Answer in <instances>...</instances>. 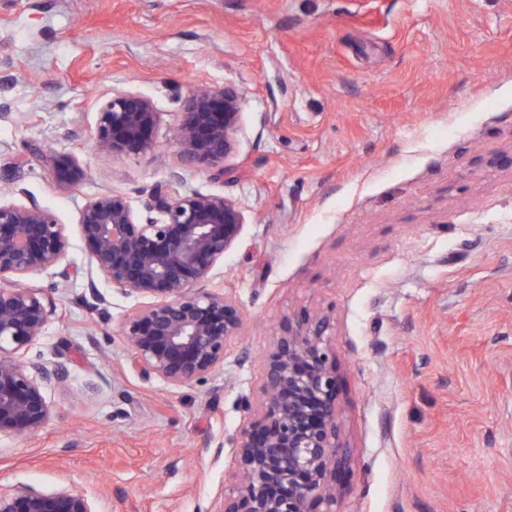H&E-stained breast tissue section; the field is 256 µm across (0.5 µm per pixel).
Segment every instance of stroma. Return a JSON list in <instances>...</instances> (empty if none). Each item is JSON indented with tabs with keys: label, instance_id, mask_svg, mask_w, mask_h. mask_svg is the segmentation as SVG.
<instances>
[{
	"label": "stroma",
	"instance_id": "35a3bbf8",
	"mask_svg": "<svg viewBox=\"0 0 512 512\" xmlns=\"http://www.w3.org/2000/svg\"><path fill=\"white\" fill-rule=\"evenodd\" d=\"M246 106L226 172L169 129L191 84ZM152 98L158 155L92 139L113 89ZM0 187L64 224L106 190L222 194L240 238L207 289L243 327L204 380L172 387L123 336L141 298L57 286L25 361L60 363L49 423L0 437V491L85 495L94 512H221L231 439L254 415L280 324L330 317L351 460L338 512H512V0H0ZM85 172L58 185L52 154ZM179 181H172L171 172Z\"/></svg>",
	"mask_w": 512,
	"mask_h": 512
}]
</instances>
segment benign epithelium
<instances>
[{
    "mask_svg": "<svg viewBox=\"0 0 512 512\" xmlns=\"http://www.w3.org/2000/svg\"><path fill=\"white\" fill-rule=\"evenodd\" d=\"M245 105L235 85L195 84L182 100L173 128L181 159L224 176ZM161 113L147 96L114 90L93 132L100 150L127 156L153 153ZM54 178H84L72 156H50ZM0 194V436L37 433L52 414L43 382L64 377L60 366L25 362L17 353L37 341L56 310L54 298L23 282L51 272L62 284L95 277L151 303L125 319L123 336L135 363L172 387L201 380L224 365L240 336L243 314L231 297L199 287L244 227L241 204L219 194L157 191L140 219L128 197L106 191L79 216L87 264L64 262L68 240L49 208ZM327 316L288 322L262 367V399L249 423L231 439L239 471L224 483V512H336V472L351 449L338 424L336 351ZM0 512H93L89 500L65 488L45 494L25 487L0 492Z\"/></svg>",
    "mask_w": 512,
    "mask_h": 512,
    "instance_id": "benign-epithelium-1",
    "label": "benign epithelium"
}]
</instances>
